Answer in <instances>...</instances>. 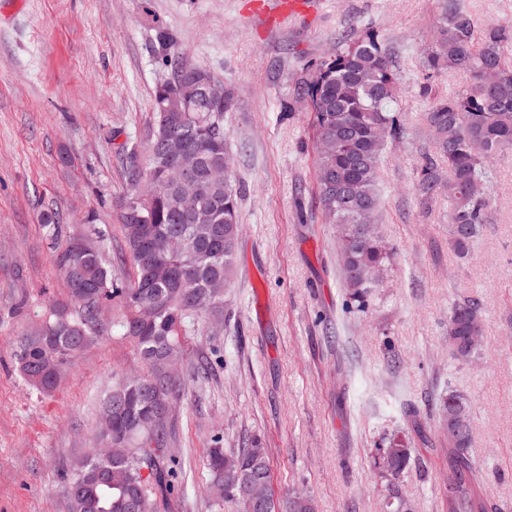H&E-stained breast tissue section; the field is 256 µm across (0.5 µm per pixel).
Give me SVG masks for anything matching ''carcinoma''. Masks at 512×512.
Listing matches in <instances>:
<instances>
[{
	"mask_svg": "<svg viewBox=\"0 0 512 512\" xmlns=\"http://www.w3.org/2000/svg\"><path fill=\"white\" fill-rule=\"evenodd\" d=\"M443 21L429 48L427 69L458 70L470 77L465 89L435 102L422 115L435 134V156L424 160L418 179L421 195L448 197V243L464 258L489 223L492 160L512 152V68L503 56L512 47V32L496 25L482 33L463 0H443ZM165 79L154 91L155 122L144 145L131 143L126 169L129 193L120 202L126 254L132 275H112L103 252L105 235L71 237L60 247L58 267L67 286L69 306L53 307L43 325L27 336L14 353L28 382L49 392L63 369L85 345L110 329L127 339L147 364V372L112 385L101 414L121 410L112 435L101 434L103 445L72 470L63 485L70 512H169L179 486L180 457L169 448L167 423L151 427L141 417L149 401L176 403L182 381L167 377L169 363L179 359L181 340L189 327L210 312L224 308V295L212 285L229 284L236 257L240 187L233 173L222 181L210 172L230 165L224 137V113L233 109L232 96L217 108L200 91L189 109L172 103L173 94L190 86L196 75L209 71L184 62L179 42L171 34L156 35ZM397 74L384 38L369 25L344 37L336 51L316 65L297 95L313 112L318 203L336 225L339 263L347 308L365 311L368 295L377 287L376 274L393 259L396 248L376 224L380 204L379 162L390 140L406 134L393 110ZM182 141V167L196 174L192 206L169 187L171 161L166 140ZM448 168L443 178L442 167ZM367 208L371 223L356 224V208ZM197 212L187 217L182 210ZM166 242L161 265L150 271L138 259L139 228ZM484 328L480 299L455 302L448 315V335L457 353L473 358L467 337L474 326ZM463 411L467 422L448 444V504L446 512H491L480 475L471 460L473 419L470 402L450 391L437 402L438 423ZM395 449V462L384 478L397 479L409 468L414 448L410 439L384 438ZM209 493L213 506L231 502L237 512H255V487L246 480L258 476L266 499L265 512H315L313 499L300 492L276 496L268 452L252 444L235 452L208 449Z\"/></svg>",
	"mask_w": 512,
	"mask_h": 512,
	"instance_id": "obj_1",
	"label": "carcinoma"
}]
</instances>
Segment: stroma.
<instances>
[{
	"label": "stroma",
	"instance_id": "1",
	"mask_svg": "<svg viewBox=\"0 0 512 512\" xmlns=\"http://www.w3.org/2000/svg\"><path fill=\"white\" fill-rule=\"evenodd\" d=\"M0 0V512H69L62 473L98 447L99 405L113 382L146 370L119 336L91 341L44 393L14 353L50 305L66 299L53 247L104 232L123 261L118 204L128 191L121 147L153 122L166 72L155 31L232 92L224 115L242 187L239 249L224 315L181 339L184 395L170 415L182 462L169 512H216L208 448H268L277 494L310 495L316 512H391L372 468L382 437L424 444L398 486L415 512H444L448 445L431 416L447 389L472 407L474 460L494 512H512V154L493 164V208L469 258L448 245V201L425 199L417 174L433 139L421 117L465 86L425 67L442 0ZM372 24L393 51L395 108L406 128L381 162V224L398 248L366 313L345 309L336 227L316 197L313 114L297 89L341 34ZM292 111H283V103ZM53 217L57 236L43 221ZM476 296L479 356L448 349V312ZM207 363V378L194 369Z\"/></svg>",
	"mask_w": 512,
	"mask_h": 512
}]
</instances>
